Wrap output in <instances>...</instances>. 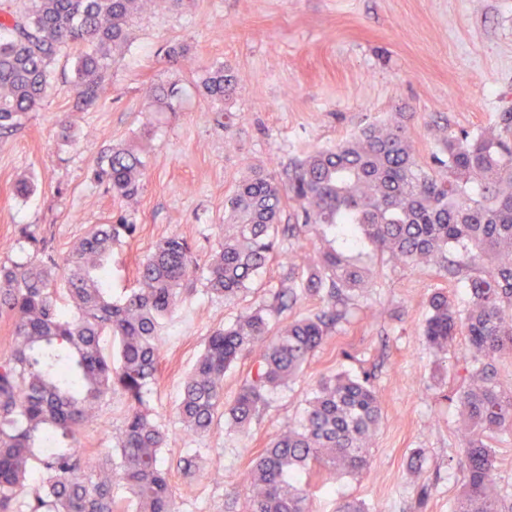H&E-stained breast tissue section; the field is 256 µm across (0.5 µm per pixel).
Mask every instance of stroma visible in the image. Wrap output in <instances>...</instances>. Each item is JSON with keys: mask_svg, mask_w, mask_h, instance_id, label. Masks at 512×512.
<instances>
[{"mask_svg": "<svg viewBox=\"0 0 512 512\" xmlns=\"http://www.w3.org/2000/svg\"><path fill=\"white\" fill-rule=\"evenodd\" d=\"M131 34L98 107L72 112L73 54L65 51L51 65L41 108L0 135V261L31 257L32 246L19 240L22 230L62 254L86 226L122 214L137 232L112 251L109 286L120 294L133 287L139 262L168 237L186 239L206 259L224 222V199L248 167L284 170L290 160L394 112L404 113L424 165L438 149L431 127L476 133L512 108V0H182L135 19ZM175 45L187 50L178 65L165 57ZM222 64L240 77L237 94L224 103L226 125L196 88L206 70ZM170 84L181 91L179 111H152L150 87ZM65 117L75 129L68 142L58 137ZM146 125L152 134L144 140ZM136 143L148 161L143 186L133 198H114L94 179L97 158ZM23 178L34 190L20 198L13 189ZM379 269L349 320L244 431L223 423L197 435L177 416L183 380L205 337L286 287L296 301L272 314L273 323L308 315L321 303L305 292V271L284 256L237 301L211 295L200 282L184 292L163 323L151 395L171 437L163 459L172 466L193 455L200 470L190 483L173 475L175 512H245L244 479L260 452L299 420L320 378L335 372L368 374L383 419L367 473L326 484L310 475L311 512H337L347 499L366 512H451L462 488L464 446L452 395L466 342L460 337L448 351H436L423 324L434 289H448L461 308L468 295L429 269L389 261ZM124 415L123 398L113 395L97 425L83 431L82 447H111Z\"/></svg>", "mask_w": 512, "mask_h": 512, "instance_id": "35a3bbf8", "label": "stroma"}]
</instances>
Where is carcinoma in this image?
Listing matches in <instances>:
<instances>
[{
	"label": "carcinoma",
	"instance_id": "1",
	"mask_svg": "<svg viewBox=\"0 0 512 512\" xmlns=\"http://www.w3.org/2000/svg\"><path fill=\"white\" fill-rule=\"evenodd\" d=\"M152 0H29L23 16L0 9V130L40 109L51 64L75 45V112L98 106L99 90L116 54L130 40L131 19ZM229 66L209 70L204 96L217 112L238 89ZM177 92L158 86L155 105L174 109ZM435 167L417 163L412 137L395 112L334 147L316 149L288 165L286 176L252 168L224 199V234L201 261L187 240L170 237L142 261L136 285L118 299L105 287L112 248L137 226L120 217L92 224L57 258L40 247L25 263H0V315L12 321L9 351L0 354V512H121L118 494L134 512H174L170 469L162 449L168 433L150 407L161 354L162 321L183 288L204 280L207 291L233 299L276 257L281 244L308 268L305 290L323 306L272 331L269 312L295 300L290 289L273 303L210 330L187 375L177 413L196 434L222 418L245 429L268 394L300 374L346 315L355 292L374 285L379 270L358 247L308 248V234L349 229L377 255L451 276L467 288L460 310L440 288L428 299L424 336L448 351L467 341L465 376L455 389L464 429L462 491L453 512H512L495 487L497 456L490 440L512 432V390L497 381L492 361L512 352V109L478 134L439 130ZM147 162L132 146L102 154L95 179L112 196L138 194ZM299 223H281L285 206ZM478 250L485 265L472 269L450 251ZM65 292L71 310L63 311ZM112 337L115 354L104 353ZM254 367L230 402L224 373L243 354ZM120 394L126 414L114 448L87 452L81 431L102 405ZM382 408L367 376L320 379L295 426L269 442L247 478L246 512H310V483L301 474L317 466L322 477L363 474ZM28 488L24 498L21 489Z\"/></svg>",
	"mask_w": 512,
	"mask_h": 512
}]
</instances>
